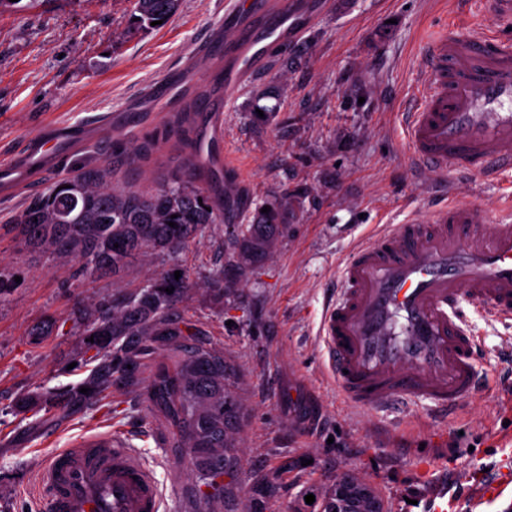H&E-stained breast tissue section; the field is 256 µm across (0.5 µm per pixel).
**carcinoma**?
Here are the masks:
<instances>
[{"label":"carcinoma","instance_id":"cac0c4a2","mask_svg":"<svg viewBox=\"0 0 512 512\" xmlns=\"http://www.w3.org/2000/svg\"><path fill=\"white\" fill-rule=\"evenodd\" d=\"M179 5L180 0H133V17L149 27L153 21H168ZM263 205L270 211L256 208L248 223L233 225L230 233L226 268L238 279L265 261L294 223V212L283 199H267ZM222 216L224 199L177 172L151 193L121 191L112 186V169L105 163L82 169L34 197L15 223L30 248L78 260L89 273L113 275L150 252L184 248ZM171 221L176 226H169ZM224 269L209 281L218 294ZM189 289L186 277L171 271L121 301L102 300L78 311L80 362L91 365L90 372L62 391L17 394L14 411L88 406L116 386L138 388L143 360L162 349L175 350L180 358L171 365L157 364L145 385L147 401L172 428L176 447L185 449L198 479L224 493L216 479L232 472L234 432L243 411L233 392L235 369L220 352L191 343V324L177 314ZM83 387L88 393L79 392Z\"/></svg>","mask_w":512,"mask_h":512}]
</instances>
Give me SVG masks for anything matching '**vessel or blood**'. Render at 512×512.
I'll return each mask as SVG.
<instances>
[{"instance_id":"b4317fda","label":"vessel or blood","mask_w":512,"mask_h":512,"mask_svg":"<svg viewBox=\"0 0 512 512\" xmlns=\"http://www.w3.org/2000/svg\"><path fill=\"white\" fill-rule=\"evenodd\" d=\"M321 0H224V36L197 46L198 75L232 97L272 68L308 30ZM179 89L168 79L146 88L120 127L144 104L169 106ZM199 125L195 164L216 163L221 116ZM415 162L439 172L456 166L485 178L512 170V39L491 31L442 28L425 48L424 87L407 116ZM64 123L29 140L0 164V186L58 168L70 150L93 144ZM512 316V224L475 203L430 207L358 245L322 312L319 335L327 373L345 398L365 409L429 400L454 410L480 387L477 343L467 307ZM46 512H163L150 470L119 437L92 435L51 455L41 473Z\"/></svg>"}]
</instances>
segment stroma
Masks as SVG:
<instances>
[{
	"label": "stroma",
	"mask_w": 512,
	"mask_h": 512,
	"mask_svg": "<svg viewBox=\"0 0 512 512\" xmlns=\"http://www.w3.org/2000/svg\"><path fill=\"white\" fill-rule=\"evenodd\" d=\"M483 0H330L302 39L271 71L231 102L215 97L224 120L229 178L203 167L201 189L222 186L234 209L174 254L151 253L117 276L83 271L52 251H32L14 219L25 202L82 167L110 162L112 180L136 191L189 162L172 112H144L132 138L102 127L139 88L181 69L187 53L215 35L224 0H180L163 26L134 24L129 0H19L0 10V161L55 123L87 128L95 143L72 152L58 171L0 192V512H40L38 476L49 455L83 437L110 432L136 448L163 493L165 512H189L197 491L183 449L141 391L124 388L78 410L13 412L17 393L78 382L82 328L77 310L150 285L176 268L190 291L178 305L198 343L220 351L239 380L244 419L230 498L211 512H246L253 488L273 485L265 512H321L319 498L347 472L375 486L387 512H426L447 493L446 512H470L466 492L512 469V319L470 310L479 341L478 392L454 413L426 402L400 411L360 409L327 377L318 330L325 295L356 245L387 224L444 202H479L495 217L512 212V172L495 180L418 167L402 114L420 83L424 49L440 28H493ZM278 96L274 115L252 106L264 90ZM148 143L146 159L116 155L115 143ZM286 199L295 212L287 235L242 282L208 286L224 265L231 225L257 204ZM60 323L43 340L31 328ZM314 495L306 503V495Z\"/></svg>",
	"instance_id": "stroma-1"
}]
</instances>
